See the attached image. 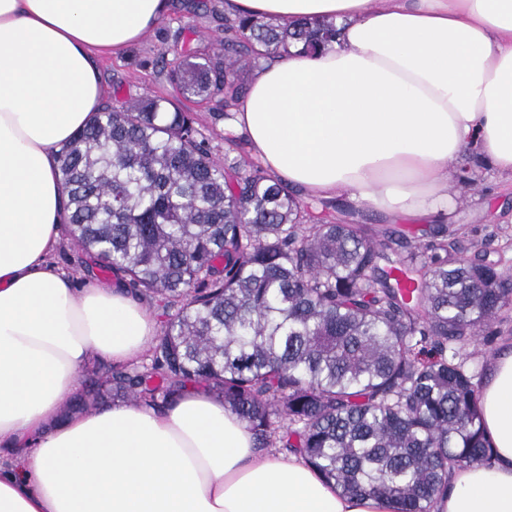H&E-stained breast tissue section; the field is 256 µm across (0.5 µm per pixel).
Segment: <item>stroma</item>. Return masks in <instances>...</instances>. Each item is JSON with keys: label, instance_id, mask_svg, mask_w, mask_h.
<instances>
[{"label": "stroma", "instance_id": "obj_1", "mask_svg": "<svg viewBox=\"0 0 512 512\" xmlns=\"http://www.w3.org/2000/svg\"><path fill=\"white\" fill-rule=\"evenodd\" d=\"M190 27L200 35L202 45L223 42L224 0H170L168 13L143 39L118 54L104 55L100 75L106 99L171 94L172 88L157 62L161 56L173 54ZM181 107L211 137L216 158L229 155L249 160L244 136L225 124L214 103L190 99L182 101ZM458 164L467 169L473 181L470 190L458 195L452 221L459 230L461 250L467 256L486 251L491 258H503L505 265L512 267V178L500 174L473 150ZM52 260L71 277L76 289L110 280L98 268L87 266L83 254L68 238H61ZM506 342L512 343V308L500 312L477 342L463 346L460 354L469 365L483 368Z\"/></svg>", "mask_w": 512, "mask_h": 512}]
</instances>
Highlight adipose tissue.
I'll use <instances>...</instances> for the list:
<instances>
[{"mask_svg":"<svg viewBox=\"0 0 512 512\" xmlns=\"http://www.w3.org/2000/svg\"><path fill=\"white\" fill-rule=\"evenodd\" d=\"M166 0H0V512H399L344 495L191 387L63 417L91 356L134 360L155 318L124 289L75 290L51 263L57 152L97 112V57L139 41ZM227 15L334 22V48L258 67L231 123L273 177L346 194L389 223L451 215L454 163L477 148L512 177V0H224ZM492 464L453 469L431 512H512V347L478 403Z\"/></svg>","mask_w":512,"mask_h":512,"instance_id":"ef3b65f1","label":"adipose tissue"}]
</instances>
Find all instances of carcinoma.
Masks as SVG:
<instances>
[{"instance_id": "cac0c4a2", "label": "carcinoma", "mask_w": 512, "mask_h": 512, "mask_svg": "<svg viewBox=\"0 0 512 512\" xmlns=\"http://www.w3.org/2000/svg\"><path fill=\"white\" fill-rule=\"evenodd\" d=\"M229 37L184 44L175 95L108 103L58 152L71 240L162 310L150 363L111 369L101 391L147 406L200 384L260 448L282 447L352 496L430 512L455 467L489 465L481 373L462 346L512 305L499 262L448 255L367 224L337 200L305 202L255 162L213 158L182 111L198 97L231 117L261 61L333 48L331 23L225 19Z\"/></svg>"}]
</instances>
